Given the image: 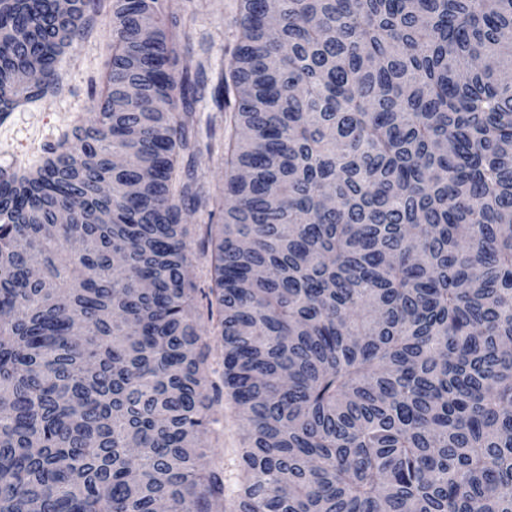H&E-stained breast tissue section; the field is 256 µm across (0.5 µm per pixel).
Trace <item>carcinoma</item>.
<instances>
[{"instance_id": "1", "label": "carcinoma", "mask_w": 512, "mask_h": 512, "mask_svg": "<svg viewBox=\"0 0 512 512\" xmlns=\"http://www.w3.org/2000/svg\"><path fill=\"white\" fill-rule=\"evenodd\" d=\"M110 4L90 124L0 177V512H512V0H239L205 290L186 24ZM95 7L0 0V115ZM183 224H186V236L194 252L192 266L189 268L190 276L200 288H207L209 284L208 268L200 253V242L205 233L204 224H209L207 210L199 209L195 213L189 212L185 215ZM220 410L217 416L220 423L214 426L211 433H208L205 444L211 448H223L224 467L231 469L235 452L240 446L241 430L237 421L231 416L228 405L223 401L221 406L216 407Z\"/></svg>"}]
</instances>
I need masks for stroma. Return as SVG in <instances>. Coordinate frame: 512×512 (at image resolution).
Masks as SVG:
<instances>
[{"label":"stroma","mask_w":512,"mask_h":512,"mask_svg":"<svg viewBox=\"0 0 512 512\" xmlns=\"http://www.w3.org/2000/svg\"><path fill=\"white\" fill-rule=\"evenodd\" d=\"M168 4L186 20L192 61L204 66L205 86L195 112L194 169L198 187L216 195L224 187L219 147L226 130L212 95L234 47L238 0H168ZM111 34L112 11L105 2L74 50L60 63V93L0 122V167L20 171L37 168L63 135L91 118L92 92L106 71Z\"/></svg>","instance_id":"35a3bbf8"}]
</instances>
